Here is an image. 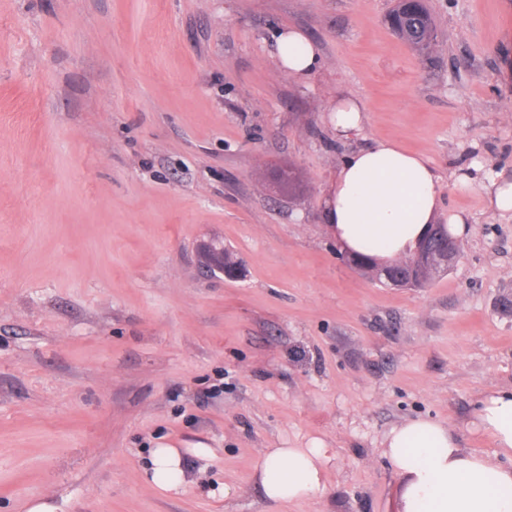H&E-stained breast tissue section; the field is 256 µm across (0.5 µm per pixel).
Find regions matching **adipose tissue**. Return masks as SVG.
Listing matches in <instances>:
<instances>
[{
	"instance_id": "ef3b65f1",
	"label": "adipose tissue",
	"mask_w": 512,
	"mask_h": 512,
	"mask_svg": "<svg viewBox=\"0 0 512 512\" xmlns=\"http://www.w3.org/2000/svg\"><path fill=\"white\" fill-rule=\"evenodd\" d=\"M276 48L279 69L291 77L307 79L321 65L317 46L296 28L281 30ZM326 112L340 139L357 136L368 121L367 107L350 94H337ZM438 218L439 176L430 160L391 140L346 157L325 193L324 219L337 243L379 265L407 255ZM478 417L492 453L462 448L447 424L432 419L390 430L382 453L401 480L395 512H512V388L487 395ZM330 459L319 440L303 448H268L254 464L255 478L270 501H309L323 490ZM147 477L180 491L186 483L180 451L154 448Z\"/></svg>"
}]
</instances>
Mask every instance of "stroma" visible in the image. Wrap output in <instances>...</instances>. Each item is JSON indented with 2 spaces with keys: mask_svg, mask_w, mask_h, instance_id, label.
Returning a JSON list of instances; mask_svg holds the SVG:
<instances>
[{
  "mask_svg": "<svg viewBox=\"0 0 512 512\" xmlns=\"http://www.w3.org/2000/svg\"><path fill=\"white\" fill-rule=\"evenodd\" d=\"M504 2L429 0L422 53L384 24L393 0H0V512H394L393 426L491 451L512 220L460 176L512 172ZM288 25L321 52L309 79L276 64ZM339 92L369 110L348 141ZM380 140L427 156L468 221L422 288L346 264L323 220L338 164ZM316 438L323 491L268 501L256 457ZM161 444L181 492L144 479ZM326 118L336 138L357 136L368 122V109L363 101L351 94L336 93L325 110Z\"/></svg>",
  "mask_w": 512,
  "mask_h": 512,
  "instance_id": "stroma-1",
  "label": "stroma"
}]
</instances>
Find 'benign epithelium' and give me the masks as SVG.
<instances>
[{
  "mask_svg": "<svg viewBox=\"0 0 512 512\" xmlns=\"http://www.w3.org/2000/svg\"><path fill=\"white\" fill-rule=\"evenodd\" d=\"M460 255V241L442 229V225L434 224L408 263L397 262L376 266L370 271V276L376 282L397 288L421 287L453 269ZM405 267L411 271L408 278L401 274Z\"/></svg>",
  "mask_w": 512,
  "mask_h": 512,
  "instance_id": "obj_1",
  "label": "benign epithelium"
}]
</instances>
